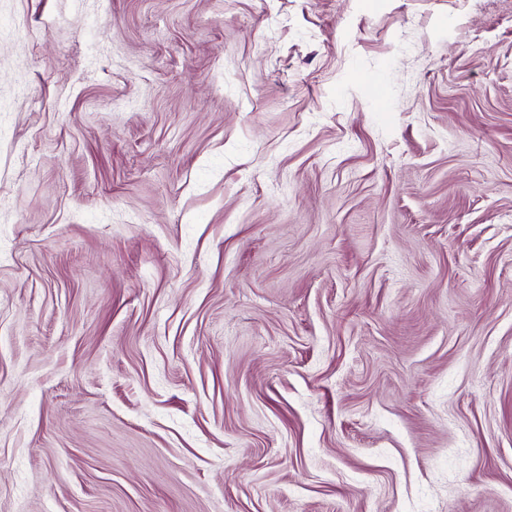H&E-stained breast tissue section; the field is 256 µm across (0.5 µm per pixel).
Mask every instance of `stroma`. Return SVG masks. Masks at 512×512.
<instances>
[{"label": "stroma", "instance_id": "obj_1", "mask_svg": "<svg viewBox=\"0 0 512 512\" xmlns=\"http://www.w3.org/2000/svg\"><path fill=\"white\" fill-rule=\"evenodd\" d=\"M0 512H512V0H0Z\"/></svg>", "mask_w": 512, "mask_h": 512}]
</instances>
